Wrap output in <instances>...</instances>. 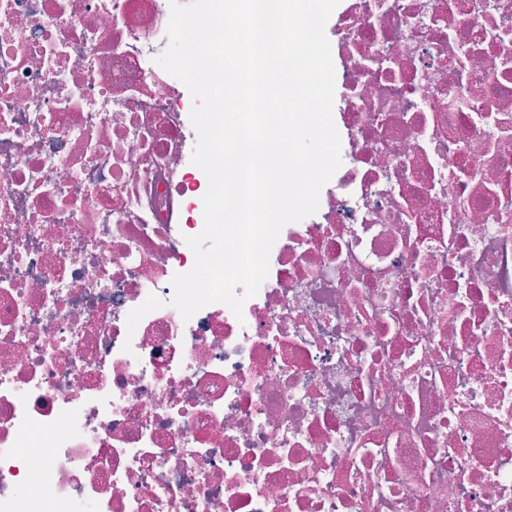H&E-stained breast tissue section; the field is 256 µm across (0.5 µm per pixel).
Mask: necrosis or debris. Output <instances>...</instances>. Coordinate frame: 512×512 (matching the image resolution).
I'll return each mask as SVG.
<instances>
[{
  "instance_id": "obj_1",
  "label": "necrosis or debris",
  "mask_w": 512,
  "mask_h": 512,
  "mask_svg": "<svg viewBox=\"0 0 512 512\" xmlns=\"http://www.w3.org/2000/svg\"><path fill=\"white\" fill-rule=\"evenodd\" d=\"M169 18L0 0V512H512V0H340L342 165L187 321Z\"/></svg>"
}]
</instances>
